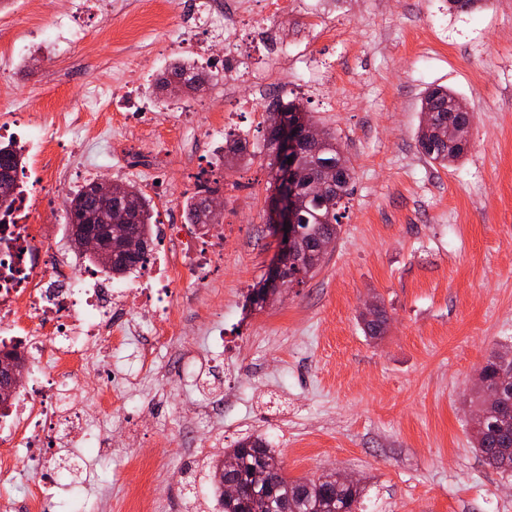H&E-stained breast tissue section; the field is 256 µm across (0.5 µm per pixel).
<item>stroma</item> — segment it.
Segmentation results:
<instances>
[{
	"label": "stroma",
	"instance_id": "obj_1",
	"mask_svg": "<svg viewBox=\"0 0 512 512\" xmlns=\"http://www.w3.org/2000/svg\"><path fill=\"white\" fill-rule=\"evenodd\" d=\"M0 0V48L26 42L28 56L0 68V98L32 100L33 123L76 111L81 89L136 87L87 115L101 135L95 153H73L58 132L52 150L95 165L120 184L156 168L155 219L170 202L177 223L201 174L224 178V221L236 236L223 270L206 277L211 313L187 316L160 369L142 368L135 345L94 349L99 383L123 395L105 418L87 407L112 447L89 475L91 492L62 482L60 512H182L190 481L209 486L207 458L262 438L282 454L288 478L325 473L362 480L365 512H512V471L475 452L469 423L477 374L512 346V0L462 12L448 0H291L270 23L279 43L255 35L254 11L235 17L229 40L208 58L166 39L170 0H98L77 17L81 41H42L62 0ZM241 51L246 78L224 93V54ZM196 61L214 75L208 94L159 89L170 62ZM445 87L474 114L464 155L446 167L421 152L420 100ZM295 91L305 112L334 131L354 169L340 232L319 271L263 306L247 297L268 274L277 242L266 224L273 181L261 148L270 95ZM150 124L126 119L133 102ZM198 112L233 108L229 132L255 158L224 169L221 137L176 123L175 104ZM139 150L128 175L109 167L106 140ZM385 315L373 338L360 315ZM201 372L210 387L189 385ZM212 411L205 430L187 423L164 435V417Z\"/></svg>",
	"mask_w": 512,
	"mask_h": 512
}]
</instances>
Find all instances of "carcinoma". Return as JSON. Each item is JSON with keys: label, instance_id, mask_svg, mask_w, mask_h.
I'll list each match as a JSON object with an SVG mask.
<instances>
[{"label": "carcinoma", "instance_id": "carcinoma-1", "mask_svg": "<svg viewBox=\"0 0 512 512\" xmlns=\"http://www.w3.org/2000/svg\"><path fill=\"white\" fill-rule=\"evenodd\" d=\"M182 80L193 93H200L210 86L213 76L190 61L171 64L161 86L168 87L171 80ZM302 105L293 98L283 104L280 100L269 103L267 117L275 112H301ZM420 111L431 122L427 132L418 130V143L422 153L431 161L446 166L464 153L468 142L454 146L442 138L448 124L469 130L474 114L461 110V101L443 87L429 90L421 99ZM0 158L9 171V185L0 186V214H10L16 175L25 166V156L13 144L0 141ZM229 167H244L252 163V155L239 142L230 147L224 157ZM297 166L305 175L340 174L337 190L328 198L303 192L299 223L305 228L310 241L318 237H335L340 231L344 199L349 196L353 168L339 147L336 135L325 133V141L318 147L307 148ZM215 190L206 183L187 203L188 220L191 224H213L219 216L208 212V204ZM124 211L127 223L140 236L148 239L153 235L154 206L152 200L136 185H127L123 200L114 205L104 196L93 197L84 189L69 199L68 219L92 221L99 226L102 247L107 252L121 248V242L112 236L110 222L118 220ZM323 259L314 258L309 263L289 268L291 281L302 283L321 266ZM512 372V352L492 353L478 373L475 395L476 410L473 416L474 449L484 461L497 469L512 470V380L500 376ZM225 455L237 459L235 477L246 487L242 496H220L223 512H361L363 488L346 485L336 479V474H322L317 478L290 479L286 477L280 452L259 439H244L228 449Z\"/></svg>", "mask_w": 512, "mask_h": 512}]
</instances>
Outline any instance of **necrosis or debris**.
Segmentation results:
<instances>
[{"label":"necrosis or debris","instance_id":"4bbe7bcc","mask_svg":"<svg viewBox=\"0 0 512 512\" xmlns=\"http://www.w3.org/2000/svg\"><path fill=\"white\" fill-rule=\"evenodd\" d=\"M226 17L223 0H187L175 34L184 39L207 28L220 37ZM26 142L41 168L21 175L12 221L0 225V352L22 356L28 383L9 394L0 414V492L25 480L24 512H54L61 466L40 463L30 472L26 462L49 434L63 448L100 447L79 409L82 388L98 376L89 349L122 346L130 334L145 336L149 342L138 356L152 365V342L178 339L184 310L198 316L207 311L200 289L184 281L223 262L234 227L191 229L171 220L158 225L157 236L177 255L176 265L151 257L118 283L83 270L50 232L42 210L43 179L68 172L47 158L53 133L33 127Z\"/></svg>","mask_w":512,"mask_h":512}]
</instances>
